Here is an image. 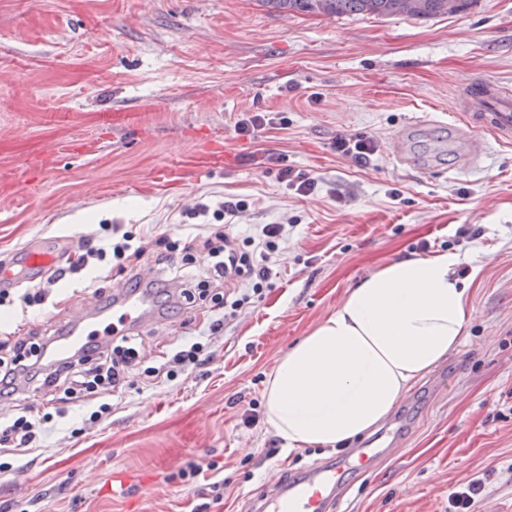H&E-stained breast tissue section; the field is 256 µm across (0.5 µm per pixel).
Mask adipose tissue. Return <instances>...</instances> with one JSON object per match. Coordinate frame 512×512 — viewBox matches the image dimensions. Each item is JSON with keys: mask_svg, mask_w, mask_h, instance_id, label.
<instances>
[{"mask_svg": "<svg viewBox=\"0 0 512 512\" xmlns=\"http://www.w3.org/2000/svg\"><path fill=\"white\" fill-rule=\"evenodd\" d=\"M452 252L381 263L278 361L265 423L289 449L336 447L383 421L461 343L473 314Z\"/></svg>", "mask_w": 512, "mask_h": 512, "instance_id": "1", "label": "adipose tissue"}]
</instances>
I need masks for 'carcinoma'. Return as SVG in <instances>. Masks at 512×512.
<instances>
[{
    "instance_id": "carcinoma-1",
    "label": "carcinoma",
    "mask_w": 512,
    "mask_h": 512,
    "mask_svg": "<svg viewBox=\"0 0 512 512\" xmlns=\"http://www.w3.org/2000/svg\"><path fill=\"white\" fill-rule=\"evenodd\" d=\"M272 12L339 17L343 15H372L377 17L407 16L432 18L467 11L474 0H260Z\"/></svg>"
}]
</instances>
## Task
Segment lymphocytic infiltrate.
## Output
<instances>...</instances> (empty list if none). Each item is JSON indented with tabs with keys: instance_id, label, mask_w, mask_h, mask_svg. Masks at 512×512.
<instances>
[{
	"instance_id": "lymphocytic-infiltrate-1",
	"label": "lymphocytic infiltrate",
	"mask_w": 512,
	"mask_h": 512,
	"mask_svg": "<svg viewBox=\"0 0 512 512\" xmlns=\"http://www.w3.org/2000/svg\"><path fill=\"white\" fill-rule=\"evenodd\" d=\"M246 207L245 201H222L216 207L197 204L188 211V218L198 220V229L204 235L206 254L196 258L192 242H185L183 264H196L204 261L208 274V283L216 287L217 292L211 298V304L205 313V324L210 333H218L226 319L237 316L238 312L252 299L261 298L264 287L272 276L269 262L277 253L281 244L288 240V228L283 224H262L253 234L237 243L231 240L224 230L226 222L232 221L238 212ZM104 237L90 236L81 244V252L76 261L67 267L53 272L38 287L26 289L20 295L22 307L45 304L52 288L93 262L107 259L115 264H123L128 254H145L144 240L135 239L130 232L122 231L120 225L107 227ZM0 342L12 344L14 356L11 360H0V402L13 399L17 393L18 377L30 375L29 355L34 349L27 338L19 332L0 334ZM206 345L195 342L180 347L161 367H142L138 349V335L130 332L113 338L105 348H96L78 359L59 364L51 373L45 374L42 387L52 392V404L60 400L87 398L99 400L100 405L90 415L97 422L112 411L106 398L119 389L134 372H143L147 380L166 377L176 380L182 372L197 367L209 360Z\"/></svg>"
}]
</instances>
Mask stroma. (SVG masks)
<instances>
[{"label":"stroma","instance_id":"stroma-1","mask_svg":"<svg viewBox=\"0 0 512 512\" xmlns=\"http://www.w3.org/2000/svg\"><path fill=\"white\" fill-rule=\"evenodd\" d=\"M0 260L38 237L88 236L118 224L168 245L195 203L245 200L234 233L289 225L261 301L209 343L211 360L176 381L130 386L111 414L63 404L33 448L0 471V512H193L225 480L210 512H252L271 475H298L345 449L287 450L264 420V382L302 336L380 263L448 250L466 267L474 311L459 347L414 382L411 428L390 459L354 485L343 512H448L472 478L475 512H512V142L485 135L474 168L406 170L387 139L412 115L438 120L416 140L427 158L462 117L480 80L512 87V0L463 14L341 17L272 13L258 0H0ZM258 113L275 124L238 136ZM378 143L369 162L338 154L337 136ZM275 158L259 167L262 154ZM288 165L314 193L280 183ZM90 266L42 306L5 304L56 335L95 293L127 279ZM199 308L141 326L145 365L195 342ZM203 466L181 479L190 464Z\"/></svg>","mask_w":512,"mask_h":512}]
</instances>
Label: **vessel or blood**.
<instances>
[{"label":"vessel or blood","instance_id":"obj_1","mask_svg":"<svg viewBox=\"0 0 512 512\" xmlns=\"http://www.w3.org/2000/svg\"><path fill=\"white\" fill-rule=\"evenodd\" d=\"M468 113L464 122L450 124L460 166L477 165L485 144L479 138L482 130L491 131L501 141L512 140V91L495 83L471 85L468 92ZM430 118L410 117L406 129H426L433 126ZM397 130L391 136L393 155L401 165L415 167L409 153L405 131ZM73 253L68 236L37 238L16 250L8 263L0 264V285H19L51 274L66 263ZM148 320L144 298L130 290L128 283L112 287V304L102 309L98 298H91L85 309L70 323L63 336L57 337L49 357L61 359L81 353L88 348L106 346L114 337L130 327L142 326ZM401 437H393L375 447L352 449L348 459L314 467L300 477L287 480L276 478L273 494L264 496L260 512H336L345 488L343 478L353 466H371L382 458L391 457Z\"/></svg>","mask_w":512,"mask_h":512}]
</instances>
